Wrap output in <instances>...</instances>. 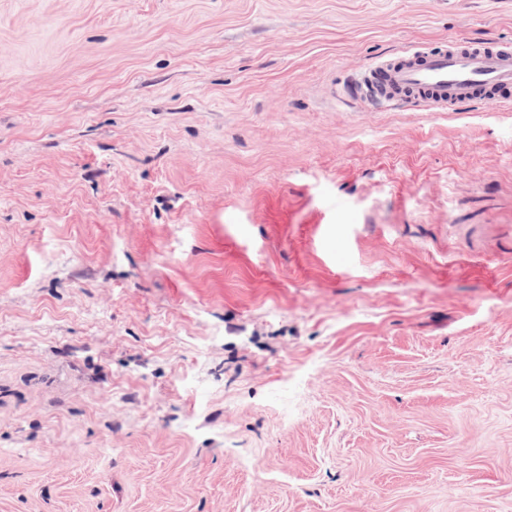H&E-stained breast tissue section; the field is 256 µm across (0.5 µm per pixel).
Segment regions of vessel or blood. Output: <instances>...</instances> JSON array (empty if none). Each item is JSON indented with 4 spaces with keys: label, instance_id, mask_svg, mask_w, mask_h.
<instances>
[{
    "label": "vessel or blood",
    "instance_id": "b4317fda",
    "mask_svg": "<svg viewBox=\"0 0 512 512\" xmlns=\"http://www.w3.org/2000/svg\"><path fill=\"white\" fill-rule=\"evenodd\" d=\"M367 100L380 104L423 101L433 107L512 92V41L452 39L362 70L356 81Z\"/></svg>",
    "mask_w": 512,
    "mask_h": 512
}]
</instances>
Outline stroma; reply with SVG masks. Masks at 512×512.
I'll return each mask as SVG.
<instances>
[{"label":"stroma","instance_id":"stroma-1","mask_svg":"<svg viewBox=\"0 0 512 512\" xmlns=\"http://www.w3.org/2000/svg\"><path fill=\"white\" fill-rule=\"evenodd\" d=\"M512 0H0V512H512V104L368 64Z\"/></svg>","mask_w":512,"mask_h":512}]
</instances>
